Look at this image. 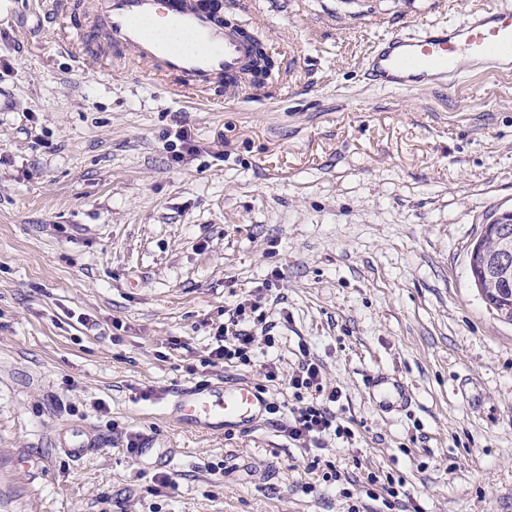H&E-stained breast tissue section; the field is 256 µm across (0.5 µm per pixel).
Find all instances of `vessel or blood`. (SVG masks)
Returning a JSON list of instances; mask_svg holds the SVG:
<instances>
[{"label": "vessel or blood", "mask_w": 512, "mask_h": 512, "mask_svg": "<svg viewBox=\"0 0 512 512\" xmlns=\"http://www.w3.org/2000/svg\"><path fill=\"white\" fill-rule=\"evenodd\" d=\"M221 0H96L95 9L114 52L149 63L180 79L182 91L200 92L227 77H245L254 56L251 42L219 22ZM161 18L190 33L197 46L185 49L147 33V21ZM469 60L488 73L512 72V0L475 11L455 26H427L422 34L390 32L378 37L366 59L372 84L412 90L429 83L454 84L458 65ZM365 385L376 405L391 410L410 404L412 393L400 380L372 374ZM173 409L205 430L227 426L242 431L266 414L268 399L246 381L186 385L173 392ZM65 454L80 459L98 442L91 430L72 427L60 435Z\"/></svg>", "instance_id": "obj_1"}]
</instances>
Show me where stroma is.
I'll return each instance as SVG.
<instances>
[{"instance_id": "stroma-1", "label": "stroma", "mask_w": 512, "mask_h": 512, "mask_svg": "<svg viewBox=\"0 0 512 512\" xmlns=\"http://www.w3.org/2000/svg\"><path fill=\"white\" fill-rule=\"evenodd\" d=\"M94 2L0 0V512H347V490L382 512L363 491L377 469L422 512H512V324L469 270L512 212V75L408 91L363 75L387 30L495 0H258L249 15L224 0L275 67L240 97L217 82L194 99L114 56ZM269 277L288 309L278 347L207 379L292 404L308 343L356 429L322 452L348 486L269 419L204 431L168 415L214 327ZM377 372L411 387L408 410L377 409ZM75 424L97 453L57 448ZM116 426L160 453L128 454ZM158 473L172 487L147 494Z\"/></svg>"}]
</instances>
